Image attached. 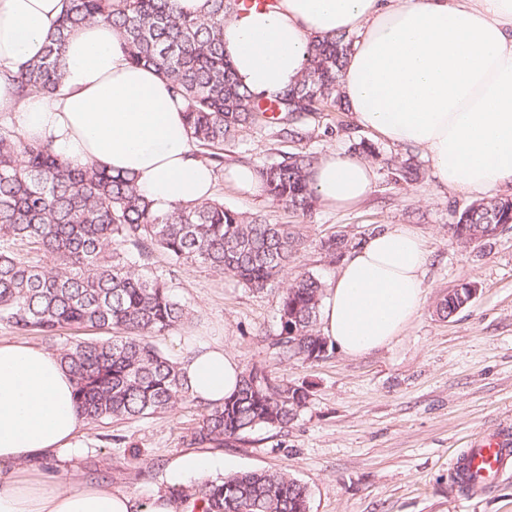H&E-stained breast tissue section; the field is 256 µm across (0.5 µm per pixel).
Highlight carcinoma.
<instances>
[{
	"instance_id": "1",
	"label": "carcinoma",
	"mask_w": 512,
	"mask_h": 512,
	"mask_svg": "<svg viewBox=\"0 0 512 512\" xmlns=\"http://www.w3.org/2000/svg\"><path fill=\"white\" fill-rule=\"evenodd\" d=\"M202 15L183 13L178 0H66L51 24L43 54L12 76L22 96L54 94L62 88V55L68 36L92 21L116 29L129 60L154 68L183 102L186 125L209 161L224 163V144L269 116L281 134L301 135L300 120L325 107L348 106L338 78L353 37L314 42L301 80L279 95L259 98L243 88L224 56V17L240 11V0H206ZM311 153H291L258 170L263 192L274 203L302 216L317 203L308 172ZM397 182L419 179L411 159L387 160ZM489 224H512L506 196L476 201L455 215L451 230L464 247H479ZM25 246L50 261L35 264ZM351 239L331 235L320 249L334 260ZM174 265H206L247 288L261 290L288 276L303 238L288 224H269L224 206L220 200L178 206L157 215L130 173L112 174L93 164L71 167L51 146L28 141L0 127V321L21 333L54 336L63 329L99 331L103 338H79L59 352L77 379L76 406L91 424L147 418L185 405L197 408L193 445L222 448L259 426L283 427L305 396L288 383L253 367L221 403L194 397L170 360L153 342L177 328L191 313L170 285L150 269L155 249ZM324 285L309 271L295 273L283 289L280 332L271 346L281 364L306 362L329 353L318 329ZM443 296L436 312L452 317L468 299L467 284ZM298 336H291L292 332ZM175 499L195 497L202 512H303L308 488L281 470H250L205 480Z\"/></svg>"
}]
</instances>
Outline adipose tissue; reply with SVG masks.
Returning <instances> with one entry per match:
<instances>
[{
  "mask_svg": "<svg viewBox=\"0 0 512 512\" xmlns=\"http://www.w3.org/2000/svg\"><path fill=\"white\" fill-rule=\"evenodd\" d=\"M64 8L0 0V112L69 165L134 173L157 214L208 201L213 171L182 103L153 68L130 63L109 23L71 34L61 95H18L12 74L42 55ZM350 34L339 90L360 128L420 151L440 188L481 196L512 181V0H277L225 20L224 54L242 87L269 98L301 79L314 40ZM308 179L320 204L345 209L371 194L376 170L333 150ZM426 262L408 225L362 239L325 289L324 336L349 356L388 345L421 308ZM179 370L205 403L236 392L242 375L237 357L204 342L185 350ZM82 425L58 354L0 340V512H192V501L165 494L144 509L133 492L77 475L61 485L46 463Z\"/></svg>",
  "mask_w": 512,
  "mask_h": 512,
  "instance_id": "1",
  "label": "adipose tissue"
}]
</instances>
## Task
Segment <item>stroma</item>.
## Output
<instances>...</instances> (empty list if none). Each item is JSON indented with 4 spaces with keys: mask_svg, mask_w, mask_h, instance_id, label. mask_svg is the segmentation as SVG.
Here are the masks:
<instances>
[{
    "mask_svg": "<svg viewBox=\"0 0 512 512\" xmlns=\"http://www.w3.org/2000/svg\"><path fill=\"white\" fill-rule=\"evenodd\" d=\"M303 127V136L290 139L268 123L253 125L225 147L224 164L259 168L290 153L321 157L372 141L351 113L330 108L307 116ZM373 143L384 158L412 155L421 179L397 184L381 166L362 203L341 211L319 204L304 217L221 178L214 196L244 215L292 225L305 241L297 270L324 282L339 265L322 253L323 238L343 233L358 240L393 224L412 227L426 243L428 264L422 306L400 336L361 356L334 349L320 362L278 364L267 340L280 331L282 283L258 292L203 265H173L158 252L153 271L192 316L156 344L175 361L187 338L199 336L223 345L241 366L265 368L306 389L287 426L261 427L217 449L225 474L284 470L307 486L309 512H512V472L478 493L463 491L450 475L457 449L489 430L512 431V230L484 246L463 247L450 226L471 196L437 188L421 153ZM464 282L477 286L476 297L451 318L439 317V300ZM198 418L197 410L178 409L83 425L74 448L52 467L60 479L78 471L150 503L155 494L170 492L168 469L190 452Z\"/></svg>",
    "mask_w": 512,
    "mask_h": 512,
    "instance_id": "35a3bbf8",
    "label": "stroma"
}]
</instances>
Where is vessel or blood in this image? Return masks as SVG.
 Returning a JSON list of instances; mask_svg holds the SVG:
<instances>
[{
  "mask_svg": "<svg viewBox=\"0 0 512 512\" xmlns=\"http://www.w3.org/2000/svg\"><path fill=\"white\" fill-rule=\"evenodd\" d=\"M512 469V438L496 432L490 438L460 449L452 464L457 485L469 492L484 488L499 473Z\"/></svg>",
  "mask_w": 512,
  "mask_h": 512,
  "instance_id": "obj_1",
  "label": "vessel or blood"
}]
</instances>
